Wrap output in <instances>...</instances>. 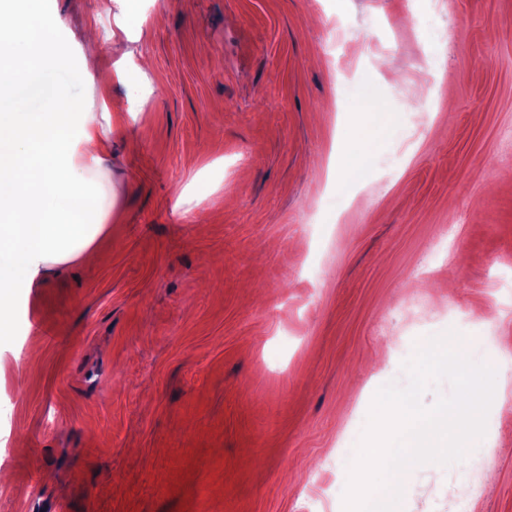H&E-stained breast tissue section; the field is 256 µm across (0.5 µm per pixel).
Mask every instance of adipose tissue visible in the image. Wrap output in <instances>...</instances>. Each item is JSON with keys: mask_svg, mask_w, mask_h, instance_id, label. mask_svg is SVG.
Returning a JSON list of instances; mask_svg holds the SVG:
<instances>
[{"mask_svg": "<svg viewBox=\"0 0 512 512\" xmlns=\"http://www.w3.org/2000/svg\"><path fill=\"white\" fill-rule=\"evenodd\" d=\"M43 2L0 0V329L44 269L92 259L99 230L100 204L81 188L80 169L100 163L109 137L93 113L76 111L66 86L46 83L66 55L47 46L56 19ZM39 92L50 106L30 111Z\"/></svg>", "mask_w": 512, "mask_h": 512, "instance_id": "obj_1", "label": "adipose tissue"}]
</instances>
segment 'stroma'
Segmentation results:
<instances>
[{
    "label": "stroma",
    "mask_w": 512,
    "mask_h": 512,
    "mask_svg": "<svg viewBox=\"0 0 512 512\" xmlns=\"http://www.w3.org/2000/svg\"><path fill=\"white\" fill-rule=\"evenodd\" d=\"M45 0L74 105L109 115L82 176L96 262L48 269L0 334V512H307L375 391L448 330L512 361V0ZM103 68L80 76L88 34ZM446 76L453 112L411 81ZM362 115V128L353 118ZM367 180L326 188L335 134ZM464 464L400 512H512V373ZM135 70L136 73H144L142 65L137 61L135 62L132 58L131 52H125L120 58H118L114 64H112V74L110 72L102 73V80H110L116 78L118 80H124L131 72Z\"/></svg>",
    "instance_id": "stroma-1"
}]
</instances>
